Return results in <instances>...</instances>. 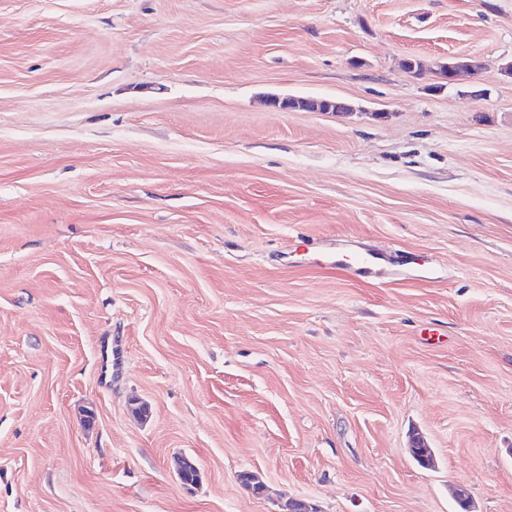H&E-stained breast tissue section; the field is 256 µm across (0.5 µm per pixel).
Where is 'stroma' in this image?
Instances as JSON below:
<instances>
[{"instance_id":"stroma-1","label":"stroma","mask_w":512,"mask_h":512,"mask_svg":"<svg viewBox=\"0 0 512 512\" xmlns=\"http://www.w3.org/2000/svg\"><path fill=\"white\" fill-rule=\"evenodd\" d=\"M511 66L512 0H0V512H512Z\"/></svg>"}]
</instances>
